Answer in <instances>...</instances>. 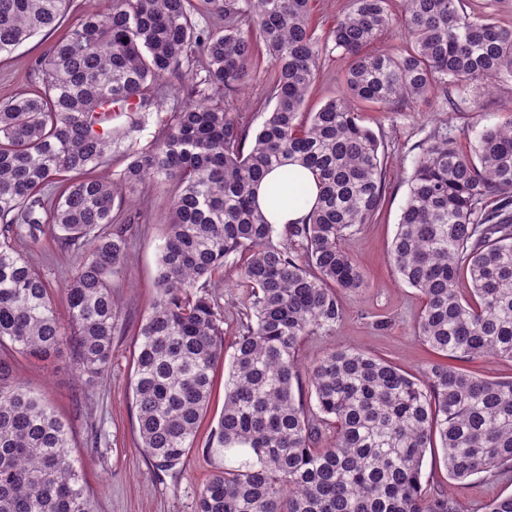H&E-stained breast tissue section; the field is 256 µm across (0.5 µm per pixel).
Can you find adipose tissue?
Instances as JSON below:
<instances>
[{"mask_svg": "<svg viewBox=\"0 0 512 512\" xmlns=\"http://www.w3.org/2000/svg\"><path fill=\"white\" fill-rule=\"evenodd\" d=\"M318 187L312 172L288 162L268 172L256 189L257 204L276 229L302 223L315 207Z\"/></svg>", "mask_w": 512, "mask_h": 512, "instance_id": "obj_1", "label": "adipose tissue"}]
</instances>
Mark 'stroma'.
<instances>
[{
	"label": "stroma",
	"mask_w": 512,
	"mask_h": 512,
	"mask_svg": "<svg viewBox=\"0 0 512 512\" xmlns=\"http://www.w3.org/2000/svg\"><path fill=\"white\" fill-rule=\"evenodd\" d=\"M49 43V37L35 36L0 60V100L23 95L38 85L34 63ZM348 66V59L338 50L325 51L321 72L307 94L309 108H319L340 89ZM224 104L254 130L261 127L272 108L261 80L254 81L245 96H232ZM511 116L510 83L490 90L467 83L448 96L439 91L403 108L362 113L363 125L382 141L385 169L381 210L371 223L362 225L344 242L363 269L366 285L339 293L344 317L336 327L301 341L298 356L303 365L343 348L380 356L413 373L431 359V352L416 334V320L423 305L421 295L400 280L390 258L417 147L439 132L456 137L460 147L469 151L475 143L471 127L491 126ZM173 193L172 185L147 183L134 195V209L141 219L129 233L125 272L113 283L119 318L112 342V364L105 375L87 381L79 372L73 352L66 348L48 361L22 359L14 365V379L42 396L71 427V454L84 475L96 512H195L197 494L213 472L241 466L249 459L247 453L216 448L210 441L224 406V383L230 372L226 365L215 373L208 412L183 466L158 470L140 446L131 386L136 332L155 297L157 260ZM20 251L55 283L71 275L78 261L76 251L58 247L48 234L39 242L22 243ZM240 280L238 264L228 263L211 288L225 311L227 359L234 354L239 330L237 312L243 296ZM422 483L428 494L453 497L460 512H483L486 502L512 493V472L496 478L452 481L441 454L429 453L423 464Z\"/></svg>",
	"instance_id": "35a3bbf8"
}]
</instances>
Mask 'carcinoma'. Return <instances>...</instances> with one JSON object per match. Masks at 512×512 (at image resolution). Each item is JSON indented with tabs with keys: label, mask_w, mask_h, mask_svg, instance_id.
Segmentation results:
<instances>
[{
	"label": "carcinoma",
	"mask_w": 512,
	"mask_h": 512,
	"mask_svg": "<svg viewBox=\"0 0 512 512\" xmlns=\"http://www.w3.org/2000/svg\"><path fill=\"white\" fill-rule=\"evenodd\" d=\"M399 3L350 0L336 17L329 38L350 65L343 90L315 112L305 97L326 44L312 0H111L51 42L37 91L0 102V512H95L72 429L10 379L11 360L68 346L89 379L109 367L112 283L129 246L118 211L148 182L175 186L132 384L141 448L160 470L193 448L224 359V307L206 288L224 263H240L244 302L214 439L251 460L213 473L196 512H459L423 488L428 449L441 448L452 481L512 469V380L448 364L512 360V118L477 132L470 154L431 137L408 179L391 259L423 297L417 333L436 360L414 375L333 351L307 371L315 409L294 394L300 342L343 319L337 292L366 283L342 241L383 205L381 140L355 104L389 108L458 82H512V26L463 0ZM71 7L0 0V57L54 34ZM214 17L224 25L199 26ZM394 27L401 49H379ZM261 59L273 107L252 134L221 101L260 77ZM170 77L182 100L139 147L145 114L164 105L156 82ZM109 102L123 123L102 118ZM120 147L129 162L114 178L104 170ZM287 159L315 172L319 197L308 222L278 231L255 207L254 187ZM47 230L82 252L62 286L67 333L54 284L14 247Z\"/></svg>",
	"instance_id": "obj_1"
}]
</instances>
